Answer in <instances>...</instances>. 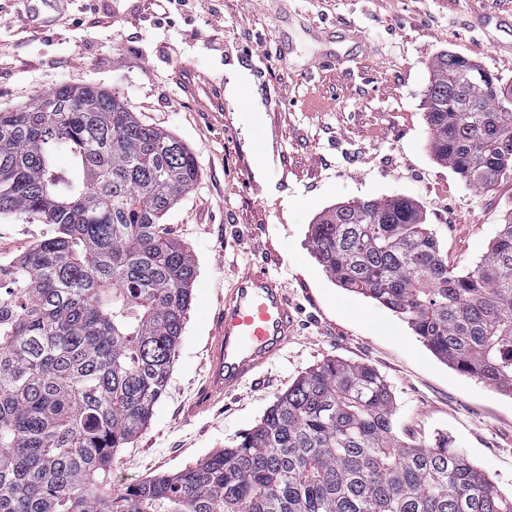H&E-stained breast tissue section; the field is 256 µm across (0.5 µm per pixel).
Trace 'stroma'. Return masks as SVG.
I'll use <instances>...</instances> for the list:
<instances>
[{
    "label": "stroma",
    "instance_id": "stroma-1",
    "mask_svg": "<svg viewBox=\"0 0 512 512\" xmlns=\"http://www.w3.org/2000/svg\"><path fill=\"white\" fill-rule=\"evenodd\" d=\"M208 12L156 22L153 0L37 34L0 19V109L63 84L119 91L147 124L196 156L197 183L163 217L162 233L196 263L178 356L150 424L112 465L115 488L172 474L263 417L309 367L335 357L376 370L395 398L401 436L446 432L453 448L512 495V397L438 359L399 316L339 287L309 247L319 214L355 199L411 198L448 265L470 269L512 214V177L477 189L430 148L426 90L443 52L512 84V0H209ZM270 78L257 76L261 60ZM254 74L273 132L252 160L249 92L231 100L226 65ZM51 228L0 216V259L27 253ZM239 239L237 249L225 240ZM265 264L288 288L297 334L255 381L208 410L193 403L205 347L239 268Z\"/></svg>",
    "mask_w": 512,
    "mask_h": 512
}]
</instances>
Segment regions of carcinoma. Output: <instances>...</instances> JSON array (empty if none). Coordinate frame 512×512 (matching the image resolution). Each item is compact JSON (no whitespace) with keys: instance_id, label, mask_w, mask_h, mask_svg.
<instances>
[{"instance_id":"cac0c4a2","label":"carcinoma","mask_w":512,"mask_h":512,"mask_svg":"<svg viewBox=\"0 0 512 512\" xmlns=\"http://www.w3.org/2000/svg\"><path fill=\"white\" fill-rule=\"evenodd\" d=\"M432 70L435 158L476 189L511 176L501 80L452 52ZM199 170L180 139L93 84L0 110V214L51 226L0 260V512H512L448 434L399 435L374 369L335 358L202 461L112 486V461L151 421L178 355L196 264L160 220ZM310 242L340 287L512 396V218L465 273L404 196L336 206Z\"/></svg>"}]
</instances>
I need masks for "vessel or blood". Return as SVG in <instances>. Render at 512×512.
Here are the masks:
<instances>
[{
    "label": "vessel or blood",
    "instance_id": "obj_1",
    "mask_svg": "<svg viewBox=\"0 0 512 512\" xmlns=\"http://www.w3.org/2000/svg\"><path fill=\"white\" fill-rule=\"evenodd\" d=\"M200 404L229 395L254 379L285 350L296 331L295 310L283 282L259 266L237 279L218 310Z\"/></svg>",
    "mask_w": 512,
    "mask_h": 512
}]
</instances>
